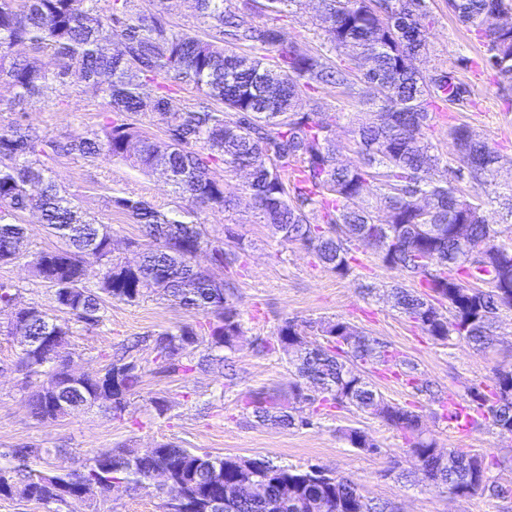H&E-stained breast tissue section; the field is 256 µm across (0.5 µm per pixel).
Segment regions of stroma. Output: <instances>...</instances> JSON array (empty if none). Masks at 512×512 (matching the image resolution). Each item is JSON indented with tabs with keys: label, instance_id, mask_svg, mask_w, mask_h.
<instances>
[{
	"label": "stroma",
	"instance_id": "stroma-1",
	"mask_svg": "<svg viewBox=\"0 0 512 512\" xmlns=\"http://www.w3.org/2000/svg\"><path fill=\"white\" fill-rule=\"evenodd\" d=\"M434 18L431 48L424 59L426 69L458 65L475 100L473 107L449 111L447 119L435 120L428 132L440 153L452 156L449 123L464 124L477 137L489 140L510 165L499 172L503 182L512 181V105L507 104L491 73L482 66L483 49L465 26L452 16L446 0H430ZM318 0H303L296 13L278 15L275 23L285 40L308 39L321 44L324 34L316 16ZM326 117L337 118L336 149L339 158L355 162L352 131L364 120L362 106L337 99L335 91L317 93ZM12 91L0 86V125L23 120L40 131L65 137L85 135L98 128L102 114L77 90L49 91L24 104L23 112L10 109ZM57 182L77 197L80 210L99 223L109 225L114 256L136 261L131 241L141 240L139 225L116 209L109 198L131 197L161 207L171 206L173 195L163 175L145 173L129 162L114 159L93 163L76 157L51 161ZM241 175L227 176V188L235 197L233 209L206 210L198 220L213 236L233 231L243 238L244 250L233 271L237 289L233 302L242 313L243 335L230 358L242 380L228 388L220 371L202 366L192 372L168 374L157 370L150 350L138 353L146 373L123 417L101 406L82 408L56 421H40L29 412L30 381L17 371L21 349L18 337L0 335V451L32 445L43 448L40 467L62 471L81 466L87 455L119 448L145 451L165 443L190 449L199 455L266 459L279 466L318 467L347 478L374 502H388L395 512H512V495L497 498L486 494L451 497L419 481L410 485L400 478L411 469L400 432L376 416L351 407L322 402L304 404L311 424L282 429L254 421L245 402L254 392L273 395L280 401L293 397L294 375L278 354H261L257 343L271 340L287 319L308 321L334 319L350 323L358 332L380 338L393 351L416 363L422 378L434 382L433 395L417 392L399 376V368L371 366L367 375L382 397L392 404L416 410L422 426L441 448L478 454L489 461V477L512 488V438L502 437L490 421L459 429L439 416L443 403L455 399L469 404L471 391L488 384L494 368L512 364V312L498 318L493 350L483 351L464 341L439 343L393 306L391 289L402 282L401 274L385 267L374 249L359 245L351 273L338 277L323 268L314 254L296 244L278 243L267 225L258 223ZM0 284L18 288L25 301L36 304L60 321H69L74 350L72 367L94 374L109 362L123 342L136 336H155L180 326H199L202 313L155 297L136 305L119 301L106 304L102 325L90 327L69 320L55 308L49 285L35 277L24 263L0 266ZM165 404L158 413L157 404ZM346 428L364 430L379 447L369 453L353 448L343 438ZM79 512H167V498L152 486L143 485L107 495L91 494Z\"/></svg>",
	"mask_w": 512,
	"mask_h": 512
}]
</instances>
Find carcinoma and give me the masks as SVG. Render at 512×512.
I'll use <instances>...</instances> for the list:
<instances>
[{
    "label": "carcinoma",
    "instance_id": "obj_1",
    "mask_svg": "<svg viewBox=\"0 0 512 512\" xmlns=\"http://www.w3.org/2000/svg\"><path fill=\"white\" fill-rule=\"evenodd\" d=\"M198 25L166 21L165 0L140 10L134 0H0V84L14 90L12 104L53 86L66 90L71 77L81 93L104 105V121L84 137L65 138L21 123L0 126V265L24 259L25 227L19 213L37 212L59 240L30 265L35 277L53 289L56 307L90 326L102 322L106 300L135 305L155 294L209 317L204 332L191 326L165 331L148 344L153 362L169 373H187L205 362L224 364V379L237 373L224 352L243 335L232 301L235 285L220 273L238 260L241 247L208 236L195 221L199 209L225 211L232 199L214 167L247 170L245 185L259 223L279 242L312 251L324 268L344 277L352 271V246L376 249L381 263L401 272L419 290L395 289L396 306L441 343L455 337L481 350L492 343L502 311H512V224L498 229L487 213L496 207L512 218V184L496 176L503 155L467 126L448 125L456 146L443 156L427 130L448 106L472 103L457 67L422 70L407 64L429 51L433 19L427 0H320L327 46L285 41L273 25L243 24L228 0H194ZM265 13L280 14L301 0H250ZM448 11L483 42L485 65L498 84L512 86V0H447ZM30 54L18 58L15 48ZM192 86L196 96L177 107L173 85ZM151 83L153 95L142 92ZM352 99L371 118L352 131L358 162L336 155V130L313 103L325 89ZM148 115L165 129L166 139L146 137L130 123ZM76 156L85 160L125 159L143 171L166 170L176 198L162 209L144 200L117 197L109 205L141 225L147 243L130 264L112 257L105 224L80 215L61 193L47 161ZM478 183L470 195L462 184ZM204 252L211 269L193 265ZM101 266L97 284L86 282V268ZM483 281L490 288L473 286ZM448 305V314L439 307ZM24 323L27 342L16 367L32 379L28 407L39 420H57L93 401L112 400V415H124L143 382L145 367L133 355L135 341L122 347L98 373L70 383L74 352L71 327L51 319L21 294L0 285V310ZM322 341H310L308 335ZM207 354L194 361L195 351ZM262 350L280 353L294 369V401L255 395L246 408L257 422L280 428L310 425L299 404L321 400L377 416L400 432L423 476L436 489L462 496L500 494L480 456L436 446L414 410L386 403L364 377L365 366L395 358L389 346L360 336L342 320L298 323L286 319ZM417 391L429 383L416 365L400 360ZM489 392H471L481 416L498 432L512 433V369L494 370ZM314 389L304 392L302 385ZM344 438L363 450L378 446L359 428ZM43 449L0 452V497L40 504H78L79 488H110L149 483L164 491L180 488L188 512H210L224 488L241 486L228 499L231 512H373L359 487L342 477L319 475L254 460L246 480V460L212 458L172 444L152 455L130 448L93 453L78 469L47 473L37 469ZM288 495H283V490Z\"/></svg>",
    "mask_w": 512,
    "mask_h": 512
}]
</instances>
